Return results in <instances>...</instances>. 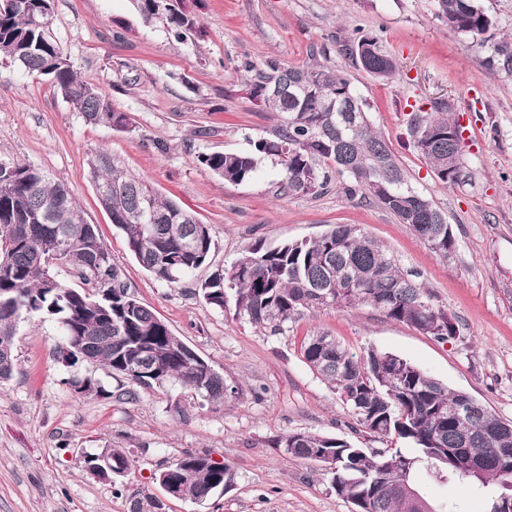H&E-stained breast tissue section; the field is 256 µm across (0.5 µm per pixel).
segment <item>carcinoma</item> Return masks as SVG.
Returning a JSON list of instances; mask_svg holds the SVG:
<instances>
[{
    "label": "carcinoma",
    "mask_w": 512,
    "mask_h": 512,
    "mask_svg": "<svg viewBox=\"0 0 512 512\" xmlns=\"http://www.w3.org/2000/svg\"><path fill=\"white\" fill-rule=\"evenodd\" d=\"M21 2L0 9V60L49 78L86 123L128 129V115L114 111L111 98L69 62L51 33V16L43 15L44 0ZM133 2L144 22L163 24L178 41L197 31L185 0ZM438 7L449 28L488 47L489 65L512 73V39L486 42L483 35L495 21L478 0H438ZM342 51L376 78L390 79L399 71L397 59L376 35L355 37ZM324 55L314 49L298 66L249 65L252 96L275 117L276 129L248 152L202 153L197 160L225 182L240 184L254 176L262 159L273 157L281 166L280 191L291 195L326 188L333 169L343 178L346 195L376 204L409 225L437 256L450 257L456 236L441 220L445 213L411 184L385 137L372 128L366 103L340 70L321 62ZM295 84L302 90L294 96L271 94L275 85ZM409 133L441 182H465L463 130L450 100L435 98L429 110L411 112ZM18 172V178L0 181V346L13 347L20 319L50 316L65 328L62 361L69 366L83 359L140 387L178 383L208 403L224 401V377L187 352V343L130 292L94 225L74 223L82 209L67 184L28 163H18ZM91 173L95 182L112 185V224L157 280L177 284L207 261L215 242L209 225L192 212L163 198L107 152L95 155ZM147 197L151 204L143 218ZM50 259L71 266L95 292L50 281ZM199 290L219 309L233 297L237 316L274 332L309 310L369 306L438 341L459 336L455 319L434 304L414 274L353 224L305 240L256 241ZM303 355L357 426L402 439L413 450L370 451L314 432L275 440L290 457L329 458L333 489L354 504L355 512H422L427 502L415 492L413 479L424 463L445 481L494 488L489 512H512V422L476 400L467 417H455L465 393L449 390L396 354L370 348L358 355L323 332L308 337ZM70 386L85 397L107 396L92 376L73 378ZM85 464L92 474L114 482L130 461L121 449L105 448L87 454ZM166 478L183 498L203 501L218 488H230L235 474L205 454H188L166 468Z\"/></svg>",
    "instance_id": "cac0c4a2"
}]
</instances>
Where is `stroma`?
Instances as JSON below:
<instances>
[{"label": "stroma", "mask_w": 512, "mask_h": 512, "mask_svg": "<svg viewBox=\"0 0 512 512\" xmlns=\"http://www.w3.org/2000/svg\"><path fill=\"white\" fill-rule=\"evenodd\" d=\"M201 32L176 42L147 25L132 0H53V32L74 68L109 94L131 125L117 131L84 123L54 84L0 63V157L29 162L65 182L96 225L131 292L223 375L213 405L181 386L133 388L95 363L63 365L57 321L28 317L14 336L16 367L0 382V512H127L134 494L162 496L155 477L189 453L232 465V488L205 501L169 500L167 512H353L319 463L290 458L274 439L316 432L357 448L403 447L358 427L336 392L303 356L307 338L335 336L351 351L374 347L400 355L455 391L469 393L512 421V74L449 29L437 0H186ZM379 35L400 61L381 81L339 51L359 35ZM326 51L367 103L412 183L444 211L456 251L440 258L389 212L347 197L338 180L316 195L278 190L276 160L230 184L197 156L246 152L275 121L250 93L246 62L300 65L311 47ZM454 101L465 128L467 180L440 182L408 134L413 105ZM119 158L160 195L208 224L215 248L192 277L167 284L129 253L100 206L90 161ZM355 224L399 263L419 273L460 335L439 342L375 309L320 308L279 333L209 305L197 285L229 267L255 241L317 236ZM94 376L106 398L75 394L68 381ZM136 398H128V390ZM124 449L130 468L120 485L95 478L84 457ZM417 487L436 510L487 512L484 493L420 469Z\"/></svg>", "instance_id": "stroma-1"}]
</instances>
